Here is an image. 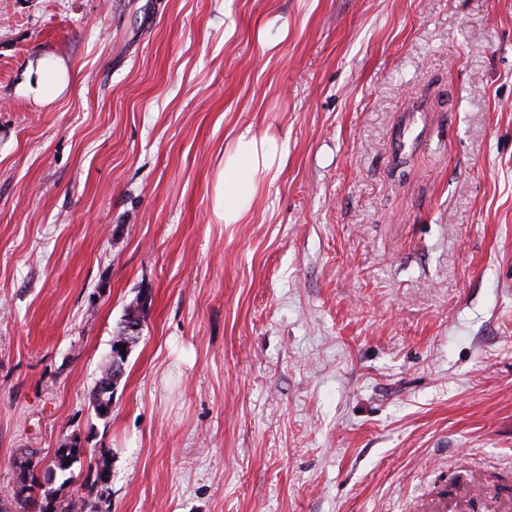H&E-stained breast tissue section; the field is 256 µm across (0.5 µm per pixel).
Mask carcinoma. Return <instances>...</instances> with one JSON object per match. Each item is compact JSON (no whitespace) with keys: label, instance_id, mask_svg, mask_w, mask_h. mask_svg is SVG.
Returning <instances> with one entry per match:
<instances>
[{"label":"carcinoma","instance_id":"obj_1","mask_svg":"<svg viewBox=\"0 0 512 512\" xmlns=\"http://www.w3.org/2000/svg\"><path fill=\"white\" fill-rule=\"evenodd\" d=\"M112 371V357L103 363L100 376L90 391V401L97 416L102 417L112 407V387L118 385ZM86 464L87 469L95 474V480L107 484L111 477L112 463L108 453L89 454L81 447L77 439L57 449L53 461L54 471L67 475L71 465ZM18 469L16 481L8 493L10 507L0 506V512H105L102 500L82 495L62 494V489H45L40 481L37 463L33 461V453L23 451L20 460L15 462Z\"/></svg>","mask_w":512,"mask_h":512}]
</instances>
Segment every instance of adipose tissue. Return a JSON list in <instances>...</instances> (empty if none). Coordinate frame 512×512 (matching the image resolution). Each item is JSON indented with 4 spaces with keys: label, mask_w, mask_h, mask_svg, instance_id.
<instances>
[{
    "label": "adipose tissue",
    "mask_w": 512,
    "mask_h": 512,
    "mask_svg": "<svg viewBox=\"0 0 512 512\" xmlns=\"http://www.w3.org/2000/svg\"><path fill=\"white\" fill-rule=\"evenodd\" d=\"M69 84V73L58 59L44 56L31 65V75L21 93L33 100L48 99ZM288 143L275 137L240 134L224 154V169L215 188L213 213L224 224H238L253 207L264 184L281 173Z\"/></svg>",
    "instance_id": "1"
}]
</instances>
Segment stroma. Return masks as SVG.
<instances>
[{
    "label": "stroma",
    "mask_w": 512,
    "mask_h": 512,
    "mask_svg": "<svg viewBox=\"0 0 512 512\" xmlns=\"http://www.w3.org/2000/svg\"><path fill=\"white\" fill-rule=\"evenodd\" d=\"M43 55L71 81L36 102ZM415 104L446 133L394 157ZM245 131L288 158L221 224ZM73 437L112 479L68 490L110 512L512 483V0H0V496ZM141 314H143V307L139 304L138 301H136L135 304H130L124 312V318L122 319V325L120 326L116 336H113L112 342L114 339L119 338L123 336V331L125 329V323L133 317H141ZM112 342H111V350L110 354L103 363L101 370H100V376L95 381V384L93 385L91 391H90V401L92 404V407L99 417L106 416L112 407V394L114 393V390L112 391V386L114 385L117 387L118 383L120 382L121 378L124 374V369L120 370V377L119 379H114V373L115 371H112ZM102 410H105V413H102Z\"/></svg>",
    "instance_id": "stroma-1"
}]
</instances>
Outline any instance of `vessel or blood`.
I'll return each instance as SVG.
<instances>
[{
    "label": "vessel or blood",
    "instance_id": "b4317fda",
    "mask_svg": "<svg viewBox=\"0 0 512 512\" xmlns=\"http://www.w3.org/2000/svg\"><path fill=\"white\" fill-rule=\"evenodd\" d=\"M477 472L465 461L450 468L449 491L416 496L413 512H512V485L488 491Z\"/></svg>",
    "mask_w": 512,
    "mask_h": 512
}]
</instances>
